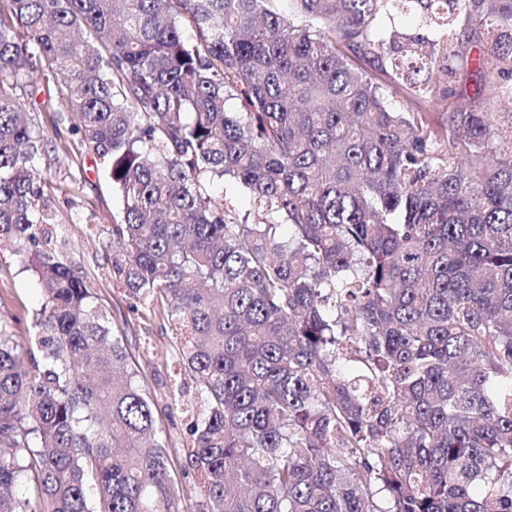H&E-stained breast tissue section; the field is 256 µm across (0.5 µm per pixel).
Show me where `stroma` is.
<instances>
[{
	"mask_svg": "<svg viewBox=\"0 0 512 512\" xmlns=\"http://www.w3.org/2000/svg\"><path fill=\"white\" fill-rule=\"evenodd\" d=\"M479 88L480 79L469 68L440 83L434 93L442 102L427 108L425 113L430 129L439 134L447 129L449 114L457 103L456 98L450 97V90H462L473 97ZM61 142L69 158L46 172L54 186L45 203L56 216L55 255L93 284L113 328L126 336L127 350L156 404L158 428L176 465L179 512H196L201 480L188 470L185 450L190 437L181 411L169 399L171 381L188 376L174 356L172 329L166 319L130 296L122 280L110 273L106 265V231L122 209V197L113 188L105 164L87 153L76 136L62 133ZM77 213L82 214L83 223H72L71 218ZM39 306L34 274L25 269L9 246H0V315L20 344H27L34 336Z\"/></svg>",
	"mask_w": 512,
	"mask_h": 512,
	"instance_id": "obj_1",
	"label": "stroma"
}]
</instances>
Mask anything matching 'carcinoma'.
<instances>
[{
    "instance_id": "obj_1",
    "label": "carcinoma",
    "mask_w": 512,
    "mask_h": 512,
    "mask_svg": "<svg viewBox=\"0 0 512 512\" xmlns=\"http://www.w3.org/2000/svg\"><path fill=\"white\" fill-rule=\"evenodd\" d=\"M278 2L0 0V241L41 297L35 347L0 322V512H178L126 337L51 247L64 123L123 195L114 274L180 337L197 512H512V0H399L386 39L389 0ZM469 65L443 140L422 109ZM392 16H389L391 22L387 16H384L381 21L379 29V37L385 38L391 26L397 27L400 30H409L417 27L419 24V14L415 12L393 10L391 11ZM394 18V20H393ZM472 70L473 69L469 66L468 69H461L452 77H448V80L440 83L439 86L434 89L436 97L440 98L443 95H447L450 89L457 91L462 89L469 97L477 96L481 82L480 78L477 77ZM210 189L219 195L223 193L224 207L230 217L241 219L249 214V219H253L256 215V205L252 197L240 184L230 181L214 182Z\"/></svg>"
}]
</instances>
